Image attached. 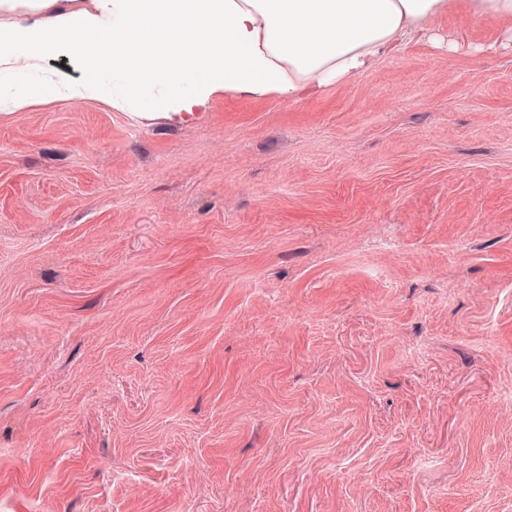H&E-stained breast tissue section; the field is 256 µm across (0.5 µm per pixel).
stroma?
Returning a JSON list of instances; mask_svg holds the SVG:
<instances>
[{"label": "stroma", "mask_w": 512, "mask_h": 512, "mask_svg": "<svg viewBox=\"0 0 512 512\" xmlns=\"http://www.w3.org/2000/svg\"><path fill=\"white\" fill-rule=\"evenodd\" d=\"M185 119L0 112V512H512V48Z\"/></svg>", "instance_id": "1"}]
</instances>
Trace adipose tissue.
<instances>
[{"label":"adipose tissue","instance_id":"ef3b65f1","mask_svg":"<svg viewBox=\"0 0 512 512\" xmlns=\"http://www.w3.org/2000/svg\"><path fill=\"white\" fill-rule=\"evenodd\" d=\"M450 0H113L112 20L56 11L0 28V62L76 51L86 77L33 83L23 72L0 92V112L55 98L107 95L130 112L191 111L219 93L296 98L372 69L380 53L423 29Z\"/></svg>","mask_w":512,"mask_h":512}]
</instances>
